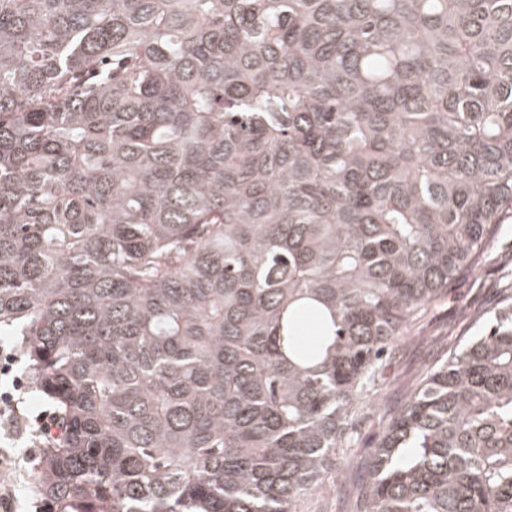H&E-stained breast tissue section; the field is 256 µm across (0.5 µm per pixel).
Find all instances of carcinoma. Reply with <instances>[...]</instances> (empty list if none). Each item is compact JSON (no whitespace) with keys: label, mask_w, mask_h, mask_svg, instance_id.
<instances>
[{"label":"carcinoma","mask_w":512,"mask_h":512,"mask_svg":"<svg viewBox=\"0 0 512 512\" xmlns=\"http://www.w3.org/2000/svg\"><path fill=\"white\" fill-rule=\"evenodd\" d=\"M512 211V0H0V336L49 512H301ZM356 512H512V299Z\"/></svg>","instance_id":"carcinoma-1"}]
</instances>
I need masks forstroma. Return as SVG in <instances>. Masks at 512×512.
<instances>
[{"mask_svg": "<svg viewBox=\"0 0 512 512\" xmlns=\"http://www.w3.org/2000/svg\"><path fill=\"white\" fill-rule=\"evenodd\" d=\"M512 291V219L503 218L471 268L461 271L399 337L383 371L384 381L364 394L353 417L351 439L335 467L304 496L303 512H356L359 477L372 459L383 409L396 408L427 369L463 342L486 331L507 292ZM16 336L0 338V393H11L25 421L23 432L0 422V480L13 483L12 512H48L34 487L33 465L39 427L50 415L33 388Z\"/></svg>", "mask_w": 512, "mask_h": 512, "instance_id": "stroma-1", "label": "stroma"}]
</instances>
